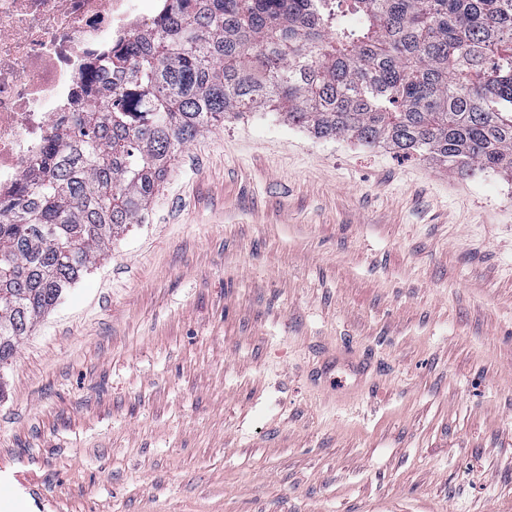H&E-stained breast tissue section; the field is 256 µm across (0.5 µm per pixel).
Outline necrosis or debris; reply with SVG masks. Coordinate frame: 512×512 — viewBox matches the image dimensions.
Wrapping results in <instances>:
<instances>
[{"label":"necrosis or debris","instance_id":"necrosis-or-debris-1","mask_svg":"<svg viewBox=\"0 0 512 512\" xmlns=\"http://www.w3.org/2000/svg\"><path fill=\"white\" fill-rule=\"evenodd\" d=\"M163 0H0V196L16 190L49 133L106 81L111 50L154 31Z\"/></svg>","mask_w":512,"mask_h":512}]
</instances>
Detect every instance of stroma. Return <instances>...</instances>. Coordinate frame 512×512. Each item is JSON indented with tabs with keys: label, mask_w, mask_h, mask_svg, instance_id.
<instances>
[{
	"label": "stroma",
	"mask_w": 512,
	"mask_h": 512,
	"mask_svg": "<svg viewBox=\"0 0 512 512\" xmlns=\"http://www.w3.org/2000/svg\"><path fill=\"white\" fill-rule=\"evenodd\" d=\"M0 373V512H512V176L216 123Z\"/></svg>",
	"instance_id": "35a3bbf8"
}]
</instances>
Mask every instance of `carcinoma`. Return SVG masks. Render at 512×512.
Listing matches in <instances>:
<instances>
[{
    "instance_id": "1",
    "label": "carcinoma",
    "mask_w": 512,
    "mask_h": 512,
    "mask_svg": "<svg viewBox=\"0 0 512 512\" xmlns=\"http://www.w3.org/2000/svg\"><path fill=\"white\" fill-rule=\"evenodd\" d=\"M169 2L106 60L136 112L103 86L0 199V369L216 122L272 107L319 139L512 175V0Z\"/></svg>"
}]
</instances>
